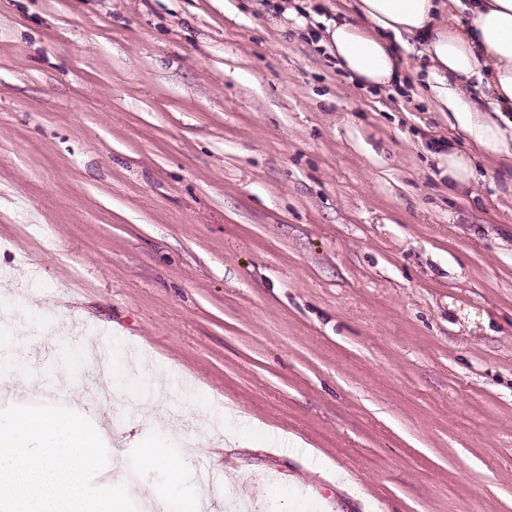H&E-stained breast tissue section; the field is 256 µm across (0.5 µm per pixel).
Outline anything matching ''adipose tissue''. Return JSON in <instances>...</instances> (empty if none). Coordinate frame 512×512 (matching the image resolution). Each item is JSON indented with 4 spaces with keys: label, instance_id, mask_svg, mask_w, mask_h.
I'll return each mask as SVG.
<instances>
[{
    "label": "adipose tissue",
    "instance_id": "ef3b65f1",
    "mask_svg": "<svg viewBox=\"0 0 512 512\" xmlns=\"http://www.w3.org/2000/svg\"><path fill=\"white\" fill-rule=\"evenodd\" d=\"M354 19L326 21L323 40L364 87L400 83L414 53L419 98L450 113L480 148L512 158V0H353ZM470 12L462 24L458 11Z\"/></svg>",
    "mask_w": 512,
    "mask_h": 512
}]
</instances>
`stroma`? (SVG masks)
<instances>
[{"mask_svg": "<svg viewBox=\"0 0 512 512\" xmlns=\"http://www.w3.org/2000/svg\"><path fill=\"white\" fill-rule=\"evenodd\" d=\"M281 7L0 0V408L60 371L138 512H512V161L339 68L349 0ZM92 346L146 354L108 407ZM140 462L145 467L163 466L169 473L172 485H178L185 479V468L179 458L171 456L163 445L148 442L140 450Z\"/></svg>", "mask_w": 512, "mask_h": 512, "instance_id": "obj_1", "label": "stroma"}]
</instances>
